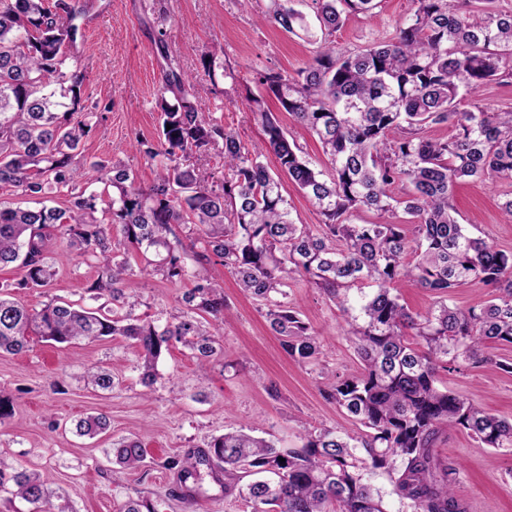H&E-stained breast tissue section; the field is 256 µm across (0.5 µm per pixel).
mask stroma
<instances>
[{"label": "stroma", "mask_w": 512, "mask_h": 512, "mask_svg": "<svg viewBox=\"0 0 512 512\" xmlns=\"http://www.w3.org/2000/svg\"><path fill=\"white\" fill-rule=\"evenodd\" d=\"M269 0H92L83 21V103L91 130L76 162L124 160L135 183L149 188L160 166L146 148H159L160 114L156 90L167 58L197 77V102L206 119L253 147L264 139L250 100L262 91L257 75L266 70L292 74L313 47L306 40L265 22ZM414 8L412 0H380L373 15L347 16L335 33L338 47L355 49L392 36ZM212 54L224 74L205 75L201 58ZM508 184L459 182L454 192L458 220L476 236H489L512 249V223L501 211ZM57 275L50 287L19 288L20 270H0V284L14 285L16 299L38 310L60 296L95 307L87 287L99 271L95 258L71 248L66 236L53 244ZM125 280L138 300L132 315L163 326L186 309L191 281L171 283L144 272L143 257H132ZM207 272L224 285L220 350L200 365L189 349L172 348L159 361L154 389L140 380L132 341L116 338L60 345L37 341L29 351L0 355V393L11 396L14 411L0 423V456L38 472L48 487L69 496L77 512H118L128 496L150 498L159 512H248L238 494H224L212 479L197 487L187 503L185 487L167 460L204 447L228 430L255 429L282 446L299 444L305 428L353 429L328 400L327 372H350L358 359L345 336L346 324L332 301L307 282L291 283L289 302L321 335L318 360L288 357L271 331L264 308L237 288L223 266ZM111 370L112 392L88 387V367ZM440 384L490 412L512 420V375L483 368L440 371ZM107 414L111 426L98 439L78 436L76 422L90 413ZM133 434L146 451L145 467L113 472L107 456L112 440ZM434 451L457 470L455 489L468 512H512V450L482 448L464 429L440 434Z\"/></svg>", "instance_id": "35a3bbf8"}]
</instances>
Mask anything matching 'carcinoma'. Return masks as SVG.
<instances>
[{
	"mask_svg": "<svg viewBox=\"0 0 512 512\" xmlns=\"http://www.w3.org/2000/svg\"><path fill=\"white\" fill-rule=\"evenodd\" d=\"M315 24L295 0H270L264 20L315 45L296 75L264 71L258 82L284 111L321 144L330 168L306 155L265 108L260 117L265 149L250 150L232 133L205 119L194 81L174 67L157 92L164 157L157 180L135 185L118 159L97 169L94 180L112 185L108 210L98 216L96 197L80 193L66 208L0 207V268L19 263L21 288H46L56 276L51 229L67 225L73 244L98 260L100 272L87 287L113 308L84 307L53 298L29 310L0 286V352L19 354L30 337L72 344L121 336L138 349L142 384L157 381L161 355L176 344L208 360L224 314L223 286L204 274L221 264L240 290L262 302L282 349L300 362L321 354L320 338L288 302V283L304 280L334 302L360 361L355 372L332 373L326 394L359 432L308 431L301 444L282 448L243 430L212 438L205 448L167 462L180 481L224 474V493L238 492L249 512H389L371 478L391 475L392 494L405 512H466L454 490V469L433 448L442 430L463 428L484 448L512 449V422L437 386L450 363L488 366L512 374V359L490 352L512 345V250L472 235L457 218L455 185L464 178L512 184V110L495 111L478 97L493 80L512 78V13L485 0L474 20L462 0H413L415 9L392 37L354 51L336 48L334 34L348 13L370 14L377 0H313ZM85 0H0V186L30 197L46 184L67 186L87 178L77 167L88 125L83 112L78 20ZM449 124L446 139L426 135ZM222 144L228 177L217 183L202 165L185 164L189 151L205 154ZM275 156L279 169L302 190L322 217L313 233L291 217L279 175L263 162ZM406 184L397 198L392 187ZM359 210L376 222L355 224ZM125 245L159 257L152 272L176 282L188 275L185 256L201 271L185 295L189 311L159 327L120 309L137 300L123 284L132 270ZM409 279L435 301L411 313L392 285ZM479 281L492 298L467 309L448 305L458 288ZM370 283L369 289L362 285ZM415 331L419 344L406 330ZM90 383L112 391V372L87 370ZM103 414L77 421L76 432L94 438L109 430ZM110 452L123 469L146 459L139 440L121 437ZM250 481L243 482L244 478ZM34 506V512H75L40 476L0 457V492ZM120 512H157L154 502L130 496Z\"/></svg>",
	"mask_w": 512,
	"mask_h": 512,
	"instance_id": "cac0c4a2",
	"label": "carcinoma"
}]
</instances>
